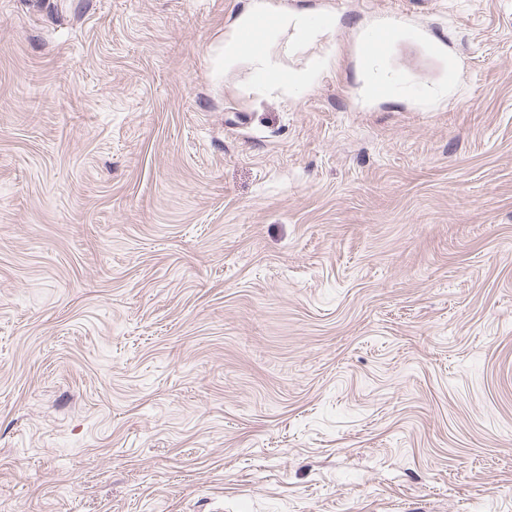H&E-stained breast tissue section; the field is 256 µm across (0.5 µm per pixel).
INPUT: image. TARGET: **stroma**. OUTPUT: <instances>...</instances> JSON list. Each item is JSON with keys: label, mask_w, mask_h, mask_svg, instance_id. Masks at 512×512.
<instances>
[{"label": "stroma", "mask_w": 512, "mask_h": 512, "mask_svg": "<svg viewBox=\"0 0 512 512\" xmlns=\"http://www.w3.org/2000/svg\"><path fill=\"white\" fill-rule=\"evenodd\" d=\"M255 2L0 0V512H512V0ZM254 17L255 15L250 14L241 16L237 20L233 35L224 40L225 63L233 61L239 55L241 39L245 50L253 54L262 53L265 49L266 32L276 23L270 34L288 33V29H292V37L303 41L314 40L330 32L335 26V20L330 15L324 16L319 22H313L310 17L301 15L284 14L278 18L277 13L270 10L257 15L252 25ZM246 30L248 31L242 37ZM258 78L265 84H301L307 80L303 74L289 73L270 68L260 60Z\"/></svg>", "instance_id": "stroma-1"}]
</instances>
